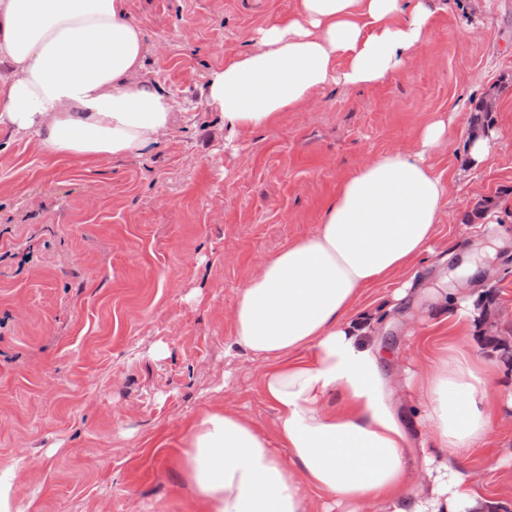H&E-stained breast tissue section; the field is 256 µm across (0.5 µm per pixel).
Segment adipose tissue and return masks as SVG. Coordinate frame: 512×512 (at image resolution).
Listing matches in <instances>:
<instances>
[{
    "label": "adipose tissue",
    "mask_w": 512,
    "mask_h": 512,
    "mask_svg": "<svg viewBox=\"0 0 512 512\" xmlns=\"http://www.w3.org/2000/svg\"><path fill=\"white\" fill-rule=\"evenodd\" d=\"M426 0H300L288 22L212 70L203 96L225 138L272 125L314 92L363 86L400 70L431 39ZM344 70H337V60ZM144 31L125 0H0V128L35 139L55 160L90 166L153 151L173 122L163 90L132 83ZM378 156L347 179L316 231L266 258L241 288L230 347L268 361L263 391L287 457L246 417L215 407L184 439L179 466L206 512H481L491 501L465 465L512 396L490 386L489 360L442 349L405 387L422 407L418 439L400 412L373 339L367 288L429 252L446 194L424 152ZM464 330L487 323L483 292L448 279L427 288Z\"/></svg>",
    "instance_id": "ef3b65f1"
}]
</instances>
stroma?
I'll return each instance as SVG.
<instances>
[{
    "mask_svg": "<svg viewBox=\"0 0 512 512\" xmlns=\"http://www.w3.org/2000/svg\"><path fill=\"white\" fill-rule=\"evenodd\" d=\"M430 5L433 37L402 69L328 86L229 141L206 78L298 0H127L146 34L135 81L177 104L158 147L85 170L0 129V472H15L17 512H202L177 465L190 421L221 406L276 433L264 363L227 352L239 289L314 233L344 180L417 150L434 121L447 131L426 163L448 192L416 279L456 275L462 253L497 241L465 281L489 286L491 321L466 333L409 301L376 311L378 342L422 367L446 341L480 358L512 340V0ZM484 101L496 137L475 168L464 148ZM508 444L507 409L470 456L491 512H512Z\"/></svg>",
    "mask_w": 512,
    "mask_h": 512,
    "instance_id": "stroma-1",
    "label": "stroma"
}]
</instances>
